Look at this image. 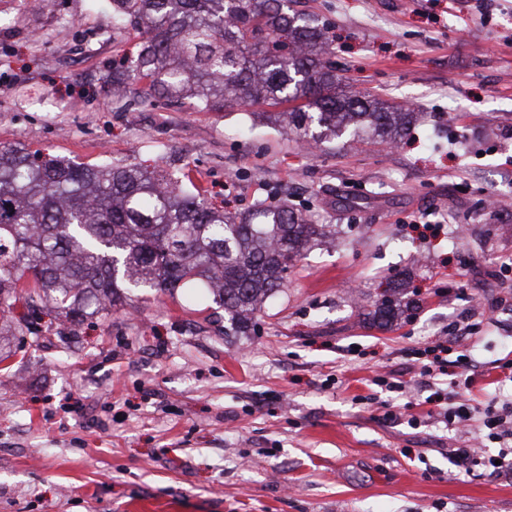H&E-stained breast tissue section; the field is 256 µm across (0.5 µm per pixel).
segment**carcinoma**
<instances>
[{"label":"carcinoma","instance_id":"carcinoma-1","mask_svg":"<svg viewBox=\"0 0 512 512\" xmlns=\"http://www.w3.org/2000/svg\"><path fill=\"white\" fill-rule=\"evenodd\" d=\"M121 23L147 37L112 68V88L142 85L143 98L194 100L207 111L271 107L256 117L303 142L347 134L395 145L418 113L350 89L325 59L322 31L288 13V0H112ZM324 226L288 205L247 214L219 209L184 188L179 172L80 167L0 146V312L27 289L57 315L80 321L127 305L131 293L211 292L239 333ZM399 301L374 310L394 322Z\"/></svg>","mask_w":512,"mask_h":512}]
</instances>
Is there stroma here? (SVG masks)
Segmentation results:
<instances>
[{"mask_svg": "<svg viewBox=\"0 0 512 512\" xmlns=\"http://www.w3.org/2000/svg\"><path fill=\"white\" fill-rule=\"evenodd\" d=\"M475 5L292 0L355 90L424 115L396 147L309 148L241 108L113 94L112 63L144 32L115 28L109 0H0V146L176 170L225 211L285 203L336 227L247 336L195 288L62 327L28 324L17 300L0 512H512L511 476L448 462L473 442L497 451L482 421L512 401L496 377L512 353V206L486 205L512 199V0L486 18ZM397 277L403 313L379 325ZM466 323L476 409L457 432L422 401L435 388L458 405L462 370L423 384L417 351Z\"/></svg>", "mask_w": 512, "mask_h": 512, "instance_id": "obj_1", "label": "stroma"}]
</instances>
